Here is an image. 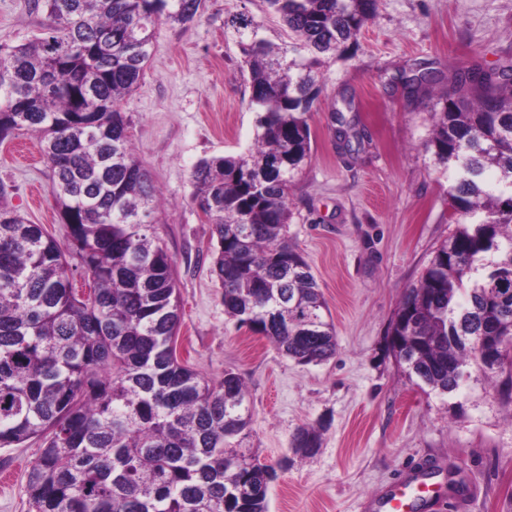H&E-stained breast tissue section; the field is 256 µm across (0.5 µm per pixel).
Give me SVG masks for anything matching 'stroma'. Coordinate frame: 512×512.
I'll return each mask as SVG.
<instances>
[{
  "label": "stroma",
  "instance_id": "35a3bbf8",
  "mask_svg": "<svg viewBox=\"0 0 512 512\" xmlns=\"http://www.w3.org/2000/svg\"><path fill=\"white\" fill-rule=\"evenodd\" d=\"M246 14L259 38L285 46L289 31L265 0H204L193 21H160L152 55L119 110L134 153L163 206L155 232L176 264L182 324L176 356L207 380L241 376L252 423L234 448L261 461L290 458L268 492V512H365L398 478L423 473L435 490L424 512H512V403L501 379L470 367L449 395L417 386L388 349L387 328L453 228L448 177L423 145L441 86L418 98L387 93L398 68L430 62L443 80L459 69L512 65V0H377L350 60H331L309 117L311 156L295 178L289 242L309 262L336 327L337 349L300 366L224 313L211 272L217 239L193 201L205 159L247 152L256 114L241 51L226 22ZM29 0H0V46L40 35ZM352 99L370 141L343 148L333 111ZM0 194L27 223L58 241L67 229L50 195L37 134L0 143ZM318 428L321 448L294 456L291 438ZM41 446L0 448V512H29L26 482Z\"/></svg>",
  "mask_w": 512,
  "mask_h": 512
}]
</instances>
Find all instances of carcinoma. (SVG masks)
I'll return each instance as SVG.
<instances>
[{
  "label": "carcinoma",
  "instance_id": "obj_1",
  "mask_svg": "<svg viewBox=\"0 0 512 512\" xmlns=\"http://www.w3.org/2000/svg\"><path fill=\"white\" fill-rule=\"evenodd\" d=\"M49 23L0 51V140L40 135L67 242L0 199V448L43 446L30 512H267L278 466L226 439L251 423L243 379L213 383L178 361L175 263L154 231L155 186L118 104L136 87L160 18L185 24L202 0H31ZM294 34L230 21L257 113L253 147L202 161L193 201L213 224L224 312L298 364L336 353L312 268L286 239L294 177L311 153L323 58L349 60L377 0H265ZM112 43L108 53L97 46ZM416 98L440 83L425 61L399 77ZM424 150L448 173L455 228L391 319L388 349L408 378L457 391L483 336H512V67L458 70L436 102ZM348 150L366 128L337 130ZM92 281L76 291L74 272ZM311 458L321 434L296 430Z\"/></svg>",
  "mask_w": 512,
  "mask_h": 512
}]
</instances>
